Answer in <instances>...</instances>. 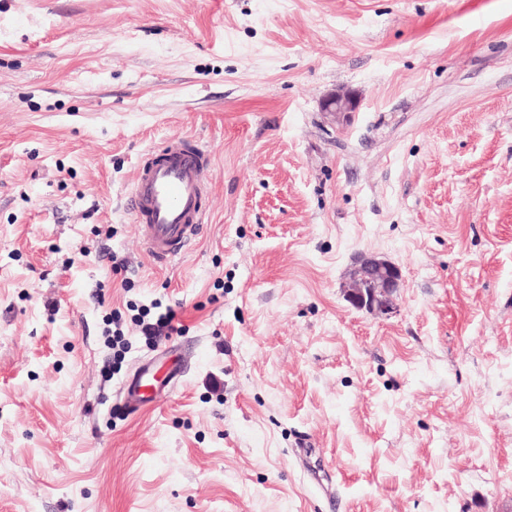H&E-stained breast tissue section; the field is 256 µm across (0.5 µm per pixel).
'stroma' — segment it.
Masks as SVG:
<instances>
[{"mask_svg": "<svg viewBox=\"0 0 512 512\" xmlns=\"http://www.w3.org/2000/svg\"><path fill=\"white\" fill-rule=\"evenodd\" d=\"M178 137L157 268L126 199ZM0 512H512V0H0ZM358 107L357 100L349 93H337L327 97L323 103V112L335 120L347 118ZM209 160L199 142L182 138L166 141L143 157L127 208L155 265H170L204 224ZM402 272L398 265L376 257L365 258L351 273L344 297L353 307L387 315L398 308ZM175 313L172 309L166 308L165 312L159 313L154 322L143 324L142 333L146 340H152L156 336H170L171 333L177 331L179 327L174 324ZM162 384V380L150 372L148 368L130 378L125 384L127 401L130 407L137 409L141 404L152 402Z\"/></svg>", "mask_w": 512, "mask_h": 512, "instance_id": "stroma-1", "label": "stroma"}]
</instances>
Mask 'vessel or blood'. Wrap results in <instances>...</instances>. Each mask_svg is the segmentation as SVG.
Here are the masks:
<instances>
[{"mask_svg": "<svg viewBox=\"0 0 512 512\" xmlns=\"http://www.w3.org/2000/svg\"><path fill=\"white\" fill-rule=\"evenodd\" d=\"M209 160L199 142L181 138L166 141L143 157L127 208L155 265H170L192 244L204 224ZM161 385L147 370L130 378L125 384L130 407L152 402Z\"/></svg>", "mask_w": 512, "mask_h": 512, "instance_id": "b4317fda", "label": "vessel or blood"}]
</instances>
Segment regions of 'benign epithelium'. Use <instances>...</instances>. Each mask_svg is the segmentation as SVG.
<instances>
[{
	"label": "benign epithelium",
	"mask_w": 512,
	"mask_h": 512,
	"mask_svg": "<svg viewBox=\"0 0 512 512\" xmlns=\"http://www.w3.org/2000/svg\"><path fill=\"white\" fill-rule=\"evenodd\" d=\"M357 107V100L348 93L333 94L323 103V111L335 120L348 117ZM401 280L398 265L376 257L365 258L351 273L344 297L353 307L369 313H394L398 308Z\"/></svg>",
	"instance_id": "1"
}]
</instances>
